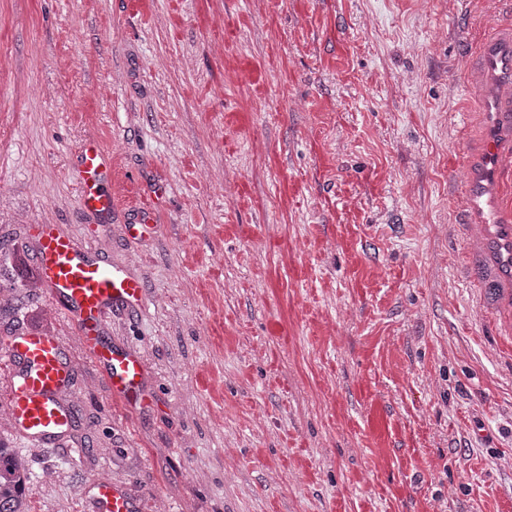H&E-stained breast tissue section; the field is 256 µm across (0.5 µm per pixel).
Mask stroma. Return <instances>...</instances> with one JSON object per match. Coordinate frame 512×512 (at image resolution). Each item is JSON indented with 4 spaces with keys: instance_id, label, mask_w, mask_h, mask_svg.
Returning a JSON list of instances; mask_svg holds the SVG:
<instances>
[{
    "instance_id": "1",
    "label": "stroma",
    "mask_w": 512,
    "mask_h": 512,
    "mask_svg": "<svg viewBox=\"0 0 512 512\" xmlns=\"http://www.w3.org/2000/svg\"><path fill=\"white\" fill-rule=\"evenodd\" d=\"M504 20L512 0H0V288L25 301L0 312V409L16 327L77 368L65 445L0 427L32 512H83L101 475L132 512H512V362L458 280L448 194L468 60ZM91 136L104 218L72 174ZM141 212L155 236L124 233ZM45 224L142 278L105 334L146 363L144 402L48 300ZM367 385L402 430L385 459ZM81 209L89 215L112 214V156L94 138L79 148L74 168Z\"/></svg>"
}]
</instances>
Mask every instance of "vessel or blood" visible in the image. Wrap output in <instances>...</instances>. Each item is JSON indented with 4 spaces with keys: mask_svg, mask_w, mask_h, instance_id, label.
<instances>
[{
    "mask_svg": "<svg viewBox=\"0 0 512 512\" xmlns=\"http://www.w3.org/2000/svg\"><path fill=\"white\" fill-rule=\"evenodd\" d=\"M469 79L482 96L477 142H462L448 183L456 198L455 239L461 244L459 274L475 292V313L500 320L495 340L512 356V24H498L480 42ZM82 210L110 215L112 157L96 139L79 148L74 168ZM39 276L49 300L76 317L83 349L103 369V382L124 402L140 393L146 368L140 356L103 344L100 330L111 310L144 307L143 282L122 266L94 256L58 225H45L36 245ZM13 371L11 407L16 434L35 445L61 443L74 426V367L63 342L47 334L19 331L6 340ZM366 422L378 455L402 440L390 409L373 393ZM88 512H132L121 485L97 477L86 498Z\"/></svg>",
    "mask_w": 512,
    "mask_h": 512,
    "instance_id": "vessel-or-blood-1",
    "label": "vessel or blood"
}]
</instances>
